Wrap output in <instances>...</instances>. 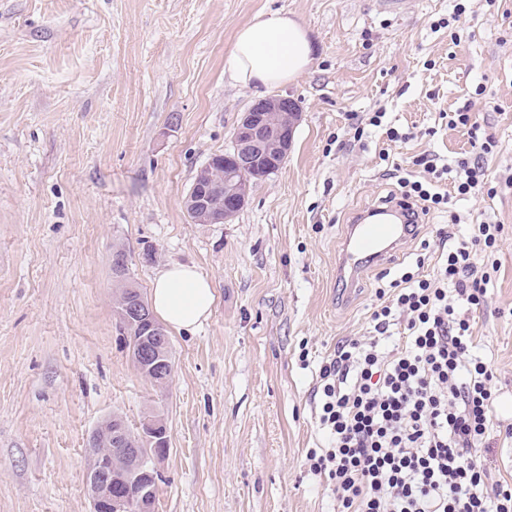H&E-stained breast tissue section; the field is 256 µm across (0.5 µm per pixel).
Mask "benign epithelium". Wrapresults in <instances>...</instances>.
Wrapping results in <instances>:
<instances>
[{
    "label": "benign epithelium",
    "instance_id": "7a95c632",
    "mask_svg": "<svg viewBox=\"0 0 512 512\" xmlns=\"http://www.w3.org/2000/svg\"><path fill=\"white\" fill-rule=\"evenodd\" d=\"M299 119V106L283 95L261 99L243 113L233 133L231 154L201 167L184 197L183 207L192 222L224 224L235 217L247 203L252 179L269 176L274 165L285 162ZM117 313L136 368L168 383L173 371L169 338L142 293L128 286ZM90 445L117 448L124 459L120 469L110 455L92 460L87 475L91 512H155L159 465L169 447L164 418L148 417L131 437L124 419L114 414L93 432ZM117 482L135 485V493L114 494L112 486Z\"/></svg>",
    "mask_w": 512,
    "mask_h": 512
}]
</instances>
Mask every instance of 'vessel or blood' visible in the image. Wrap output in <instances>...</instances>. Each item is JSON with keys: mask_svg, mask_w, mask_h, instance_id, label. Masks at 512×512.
<instances>
[{"mask_svg": "<svg viewBox=\"0 0 512 512\" xmlns=\"http://www.w3.org/2000/svg\"><path fill=\"white\" fill-rule=\"evenodd\" d=\"M407 212L397 199L381 200L354 212L336 257L337 282L354 287L366 268L392 261L400 244L412 234Z\"/></svg>", "mask_w": 512, "mask_h": 512, "instance_id": "b4317fda", "label": "vessel or blood"}]
</instances>
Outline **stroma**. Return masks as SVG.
Instances as JSON below:
<instances>
[{
	"mask_svg": "<svg viewBox=\"0 0 512 512\" xmlns=\"http://www.w3.org/2000/svg\"><path fill=\"white\" fill-rule=\"evenodd\" d=\"M0 0V512H90V435L121 415L167 424L156 512H334L311 473L319 369L363 340L382 274H432L436 225L504 233L485 306L493 427L478 460L512 479V0ZM281 10L307 30L309 70L276 87L301 109L292 148L227 224L182 207L200 167L231 146L255 95L225 71L235 34ZM470 106L496 146L495 197H451L390 267L341 303L336 253L352 213L399 193L414 155L450 162L470 139L441 120ZM384 112L383 125L357 122ZM405 133L402 141L386 128ZM149 294L170 263L213 283L209 319L170 332L165 388L134 366L112 252Z\"/></svg>",
	"mask_w": 512,
	"mask_h": 512,
	"instance_id": "35a3bbf8",
	"label": "stroma"
}]
</instances>
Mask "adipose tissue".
I'll list each match as a JSON object with an SVG mask.
<instances>
[{"instance_id":"adipose-tissue-1","label":"adipose tissue","mask_w":512,"mask_h":512,"mask_svg":"<svg viewBox=\"0 0 512 512\" xmlns=\"http://www.w3.org/2000/svg\"><path fill=\"white\" fill-rule=\"evenodd\" d=\"M312 61V45L302 25L287 13L267 11L237 31L227 71L243 87L264 92L305 74ZM214 303L210 280L192 266L171 265L152 283L153 313L178 332L206 321Z\"/></svg>"}]
</instances>
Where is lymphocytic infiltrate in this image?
Returning a JSON list of instances; mask_svg holds the SVG:
<instances>
[{
	"label": "lymphocytic infiltrate",
	"instance_id": "lymphocytic-infiltrate-1",
	"mask_svg": "<svg viewBox=\"0 0 512 512\" xmlns=\"http://www.w3.org/2000/svg\"><path fill=\"white\" fill-rule=\"evenodd\" d=\"M467 128L472 155L437 164L414 159L418 175L403 179L405 199L423 213L441 209L450 177L453 193L494 196L482 163L492 137H479L470 108L449 113ZM500 224L472 225L469 240L441 234L448 248L432 277L404 273L372 313L375 334L350 341L320 368L319 423L328 446L310 452V469L335 484L336 512H512V482H491L477 453L490 431L496 394L493 368L473 352L467 308L487 298L489 272L476 248H495ZM401 347L383 351L396 324Z\"/></svg>",
	"mask_w": 512,
	"mask_h": 512
}]
</instances>
